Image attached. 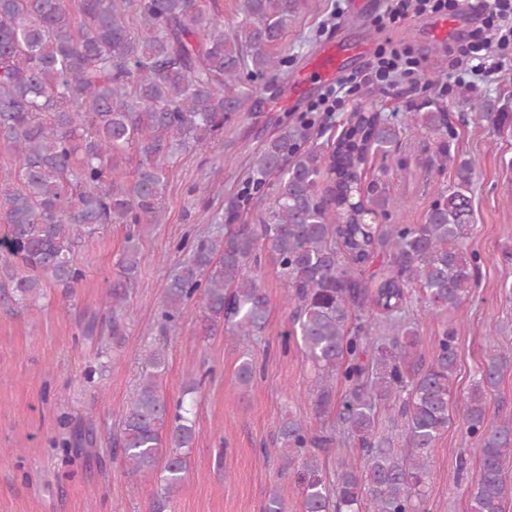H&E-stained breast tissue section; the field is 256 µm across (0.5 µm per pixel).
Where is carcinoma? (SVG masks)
<instances>
[{"label": "carcinoma", "mask_w": 512, "mask_h": 512, "mask_svg": "<svg viewBox=\"0 0 512 512\" xmlns=\"http://www.w3.org/2000/svg\"><path fill=\"white\" fill-rule=\"evenodd\" d=\"M302 6L236 0L237 20L227 31L198 0H0V142L14 166L12 182L0 187V259L23 267L0 279V297L27 307L49 288L73 290L85 279L75 259L82 240L124 224L119 273L105 294L112 340L124 336L141 233L163 218L166 168L187 151L220 143L224 126L253 110L256 79L275 67ZM477 116L493 126L512 121L487 104ZM313 129L301 116L252 158L258 192L276 178L255 223H233L252 200L243 194L231 223L176 243L184 258L164 291L161 328L175 327L198 297L209 329L222 326L234 341L260 335L271 312L261 280L269 254L292 307L283 347L299 344L317 372L318 412L331 407L336 383L345 388L333 428L314 430L291 415L279 422L277 452L285 468L297 467L302 512H427L428 458L451 421L457 338L443 326L425 360L407 312L413 298L431 311L457 309L476 285L481 259L465 249L475 163L459 161L455 182L433 188L423 223L399 224L386 187H363V168L375 152L399 151L404 138L433 139L429 171L443 168L455 136L447 110L430 104L395 122L359 109L326 156L309 145ZM131 150L137 162L129 177L118 159ZM380 251L388 267L365 278L363 267ZM495 335L460 414L480 470L468 512H512V418L485 424L488 397L512 363ZM143 359L112 454L134 474L157 476L154 512H165L187 475L193 406L164 396V351L149 348ZM255 374L252 355L243 354L240 384ZM382 412L401 424L403 447L379 430ZM350 439L365 463L340 461L330 485L326 461ZM96 444L92 427L76 425L61 448L68 457Z\"/></svg>", "instance_id": "carcinoma-1"}]
</instances>
